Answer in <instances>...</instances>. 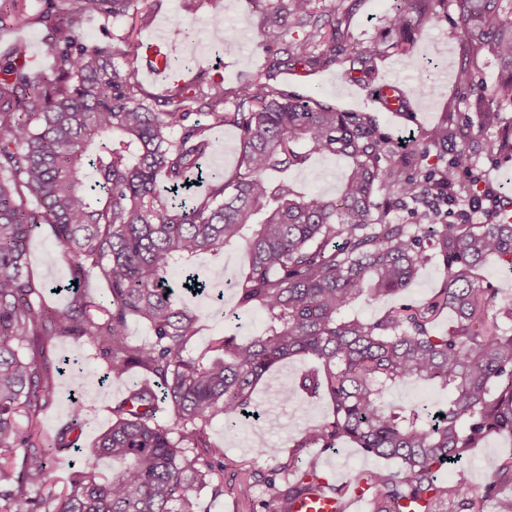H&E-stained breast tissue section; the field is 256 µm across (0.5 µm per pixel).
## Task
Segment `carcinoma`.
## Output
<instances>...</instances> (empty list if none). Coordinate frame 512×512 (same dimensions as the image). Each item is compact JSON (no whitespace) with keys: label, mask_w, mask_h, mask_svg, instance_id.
<instances>
[{"label":"carcinoma","mask_w":512,"mask_h":512,"mask_svg":"<svg viewBox=\"0 0 512 512\" xmlns=\"http://www.w3.org/2000/svg\"><path fill=\"white\" fill-rule=\"evenodd\" d=\"M27 17L48 29L54 65L48 74L26 68V47L0 55V512H196L201 492H224L214 463L224 449L207 427L234 428L254 414L255 388L276 364L302 355L317 367L299 376L309 397L327 394L331 418L294 440L288 462L273 470L266 512H292L313 494L341 500L344 489L323 478L307 448L343 440L394 460V470L357 476L372 512H445L455 499L466 512H512V457L500 478L482 490L445 484L437 471L479 447L486 437L512 439V298L483 285L489 260L512 271V198L485 212L488 224L448 216V201L468 203L485 192L475 165L483 151L512 155V126L491 105H512V0H454L464 67L458 84L478 110V124L447 112L412 140L411 148L382 135L359 112H339L273 80L283 70L323 71L342 58L362 67L373 51L348 52L344 27L357 0H275L261 22V44L275 49L265 73L231 92L222 81L173 84L156 98L138 81L140 55L120 43L88 45L84 21L93 16L145 25L137 0H50ZM441 0H405L387 21L391 48L406 54L412 34L439 20ZM27 12V0H0V36ZM302 31L303 37L288 39ZM490 57L498 67L491 92L473 78ZM234 96V109L221 108ZM238 130L236 172L208 175L190 203L179 191L215 148L213 129ZM312 154L350 160L337 196L298 191L288 172ZM411 203L417 224H394L390 214ZM50 227L69 271L67 288L94 275L107 285L103 303L76 296L48 309L29 272L28 244ZM236 245L246 265L236 307L265 314L253 336L215 340L217 355H193L198 316L169 287L202 253ZM436 261L445 279L426 303H403L378 319L350 314L410 287ZM454 313L448 332L433 322ZM153 332L132 343L131 320ZM54 336L87 338L120 378L138 368L146 379L112 407V423L78 462L69 487L44 503L34 497L49 481L58 454L73 449L69 426L44 442L22 425L55 399L54 365L42 352ZM433 385L447 394L439 413L389 399L396 388ZM112 476L98 477L99 461ZM291 472L285 488L276 476Z\"/></svg>","instance_id":"cac0c4a2"}]
</instances>
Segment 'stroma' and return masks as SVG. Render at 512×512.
Segmentation results:
<instances>
[{
  "instance_id": "1",
  "label": "stroma",
  "mask_w": 512,
  "mask_h": 512,
  "mask_svg": "<svg viewBox=\"0 0 512 512\" xmlns=\"http://www.w3.org/2000/svg\"><path fill=\"white\" fill-rule=\"evenodd\" d=\"M184 2L139 0V10L149 14L151 22L136 33L130 32L127 19L91 18L83 27L85 41L98 44L126 37L130 40V49L136 51L142 43L160 36L175 54L190 58V74L202 75L206 80H223L228 88L244 86L267 68L271 55L261 44L260 23L270 0H203L196 12L198 22L193 37L189 40L175 35L172 24L175 17L184 15ZM396 4L397 0H360L349 24V42L375 53L367 78L348 79L350 64L345 61L318 73H280L279 88L315 97L340 111L363 113L382 133L396 140L420 135L447 112L475 116L474 106L458 87L462 52L453 0H445L440 6L438 24L415 33L412 52L408 55L392 53L389 47L390 38L383 18ZM228 27L236 28L237 35L227 44L223 38ZM423 82L432 88L425 96L416 92ZM383 84L397 85L406 92L411 101L410 112L395 114L379 105L376 89ZM347 166V159L315 155L304 166L293 169L291 177L299 188L331 197L337 194L339 176ZM28 256L31 273L43 287V303L59 307L72 301V293L62 289L68 272L61 248L49 227H42L31 238ZM245 262L244 253L233 247L216 255L208 253L197 257L195 266L201 278L224 292V312L221 317H211L209 311L214 303L210 297L191 299V306L202 314L192 340L195 353L210 352L215 339L231 334L250 336L260 331L262 313L236 307L234 283ZM443 280L442 266L430 263L405 292L371 303H359L355 310L362 318H379L399 303L426 301ZM44 352L54 362L67 359L68 365L64 374L55 379L53 403L37 417L38 430L44 437H53L69 424L73 405H81L83 427L77 443L80 448L91 450L112 419V406L141 375L134 370L123 378L101 382L97 371L103 368L104 362L84 339L58 336L46 341ZM312 365L310 359L293 358L265 375L255 391L261 413L259 420H247L229 429L219 418L208 427L211 441L224 448V493L215 497L210 491H203L199 499L201 512H265L268 492L262 476L273 470L275 464L259 458L252 441L260 435L268 445L287 451L295 436L331 415L328 396L310 397L297 388L299 375ZM274 390L279 391V398H271ZM508 455H512V440L492 436L481 447L472 449L463 463L442 468L438 478L446 482L462 478L481 490L496 480L498 464ZM386 465V460L365 454L350 442L340 443L337 448L318 456L319 469L336 484Z\"/></svg>"
}]
</instances>
